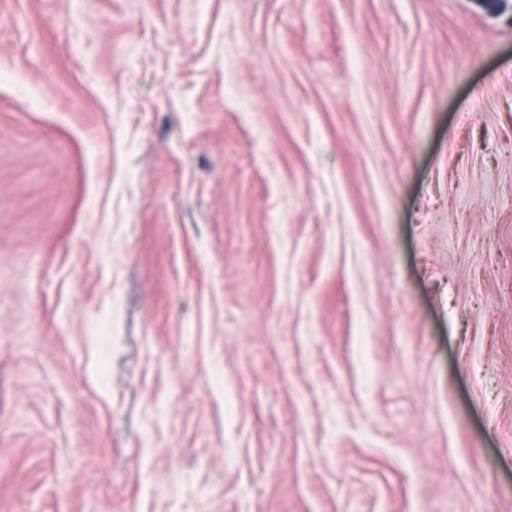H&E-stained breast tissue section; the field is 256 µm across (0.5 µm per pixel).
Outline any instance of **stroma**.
<instances>
[{"label":"stroma","mask_w":512,"mask_h":512,"mask_svg":"<svg viewBox=\"0 0 512 512\" xmlns=\"http://www.w3.org/2000/svg\"><path fill=\"white\" fill-rule=\"evenodd\" d=\"M0 512H512V13L0 0Z\"/></svg>","instance_id":"1"}]
</instances>
